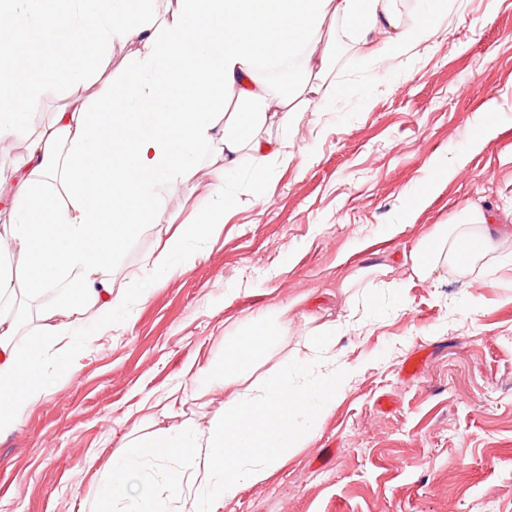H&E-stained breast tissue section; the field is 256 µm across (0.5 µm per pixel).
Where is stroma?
Returning <instances> with one entry per match:
<instances>
[{
	"instance_id": "1",
	"label": "stroma",
	"mask_w": 512,
	"mask_h": 512,
	"mask_svg": "<svg viewBox=\"0 0 512 512\" xmlns=\"http://www.w3.org/2000/svg\"><path fill=\"white\" fill-rule=\"evenodd\" d=\"M427 43L377 64L324 36L336 96L294 116V156H243L224 222L193 260L145 282L160 237L189 223L223 158L200 152L196 190L161 194L167 223L145 225L112 264L131 283L122 321L52 373L46 394L0 437V512H77L129 440L181 425L207 429L235 393L313 356L349 363L335 407L269 479L220 512H512V235L507 260L480 275L452 268L402 287V262L438 224L471 206L512 210V0H455ZM102 79L57 84L38 110L95 96ZM494 112H486L488 103ZM492 137L471 150L475 118ZM453 167L416 211L406 197ZM279 328L236 380L199 395L191 368L221 364L259 320ZM179 400L158 401L170 389Z\"/></svg>"
}]
</instances>
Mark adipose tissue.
I'll return each instance as SVG.
<instances>
[{
    "label": "adipose tissue",
    "mask_w": 512,
    "mask_h": 512,
    "mask_svg": "<svg viewBox=\"0 0 512 512\" xmlns=\"http://www.w3.org/2000/svg\"><path fill=\"white\" fill-rule=\"evenodd\" d=\"M402 18L397 0H168L159 17L156 0H0V145L23 142L25 162L13 186L0 188L10 216L0 225V436L11 433L19 411L43 393L48 348L74 350L75 337L111 330L126 305L114 293L112 261L147 224L164 221L162 188L190 184L200 150L220 142L224 164L211 174L212 192L197 220L165 242L152 274H169L188 263L190 242L208 238L233 201L224 184L249 154L287 155L288 141L263 137L265 122L289 125L283 98L255 78L271 58H301L305 70H325L328 58L312 53L327 17L343 21L346 34L370 50L372 61L428 42L433 17L453 0H424ZM82 30L83 62L63 67L46 49L47 34ZM23 32L29 47L10 41ZM132 45L121 79L97 97L38 124L30 116L58 81L79 86L102 74L116 45ZM255 105L249 134L223 122L227 96ZM503 224L491 212L455 224L440 243L426 239L407 255L406 285L430 280L466 257L469 265L496 255ZM66 280L81 285L80 306L46 301ZM37 303L38 339L19 350L23 298ZM276 336L270 324L252 330L224 354L218 370L198 377L237 376L255 351Z\"/></svg>",
    "instance_id": "adipose-tissue-1"
}]
</instances>
